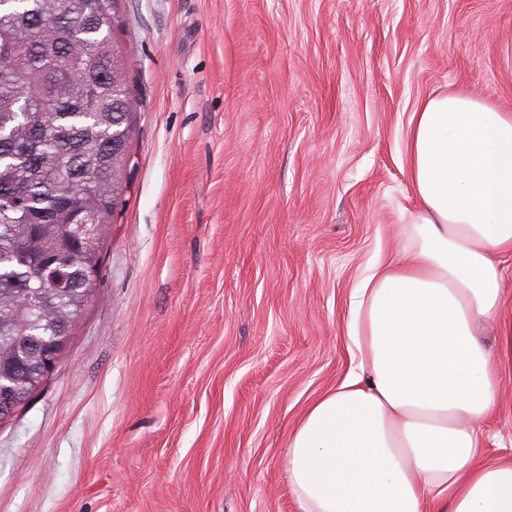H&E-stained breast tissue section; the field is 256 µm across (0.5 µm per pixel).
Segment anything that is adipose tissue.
Instances as JSON below:
<instances>
[{"instance_id": "adipose-tissue-1", "label": "adipose tissue", "mask_w": 512, "mask_h": 512, "mask_svg": "<svg viewBox=\"0 0 512 512\" xmlns=\"http://www.w3.org/2000/svg\"><path fill=\"white\" fill-rule=\"evenodd\" d=\"M406 168L402 250L350 302L357 369L288 439L299 512H512V457L486 452L512 324L496 354L477 334L512 261V113L460 90L427 96Z\"/></svg>"}]
</instances>
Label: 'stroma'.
I'll use <instances>...</instances> for the list:
<instances>
[{"label": "stroma", "instance_id": "35a3bbf8", "mask_svg": "<svg viewBox=\"0 0 512 512\" xmlns=\"http://www.w3.org/2000/svg\"><path fill=\"white\" fill-rule=\"evenodd\" d=\"M136 97L101 281L0 423V512H299L283 455L401 248L425 97L512 112V0H118ZM488 453L512 454V363Z\"/></svg>", "mask_w": 512, "mask_h": 512}]
</instances>
